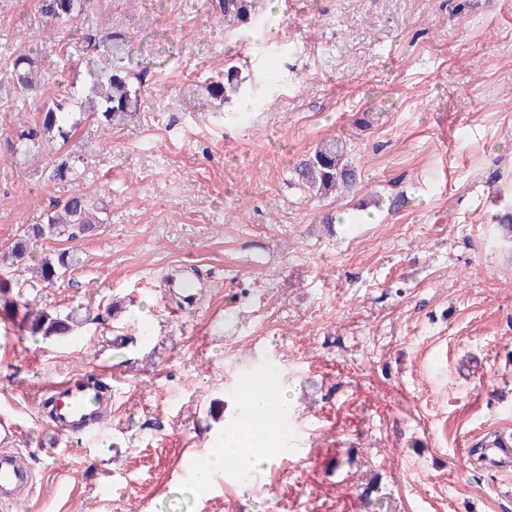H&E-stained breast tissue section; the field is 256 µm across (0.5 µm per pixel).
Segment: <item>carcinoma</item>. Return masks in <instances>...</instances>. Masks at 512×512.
Instances as JSON below:
<instances>
[{"mask_svg":"<svg viewBox=\"0 0 512 512\" xmlns=\"http://www.w3.org/2000/svg\"><path fill=\"white\" fill-rule=\"evenodd\" d=\"M91 0H40L43 23L60 27L70 21H79L86 15ZM212 6L221 11L224 25L232 22L246 24L251 19L252 0H214ZM85 51L102 59V64L86 68L80 97L68 93L57 100L46 102L41 107L40 119L34 127L19 130L16 146L24 153H41L57 144L66 143L74 130L89 116L96 118L103 132L125 124L139 106V73L131 65L133 47L129 37L121 31H105L88 39ZM7 81L17 85L24 93L40 90V72L35 59L19 52L3 75ZM213 100H225L231 95L243 94L242 81L230 67L224 71V80L205 86ZM80 157L66 156L58 160L50 180L74 182L78 179ZM297 184L311 196L319 199L339 198L352 193L357 187V170L349 161L347 143L340 138L326 140L295 168ZM96 204L78 188L71 190L65 199L57 201L42 222L29 224L4 253L5 266L0 269V312L4 313L16 331L23 336H39L44 340L70 336L86 324L87 319L70 311L61 313L39 307L28 298V290L39 284H51L60 279L72 258L62 250L41 259L37 267L30 270L31 276L20 279L12 269L22 268L33 241L68 235L75 237L73 229L88 230L98 222ZM501 237L512 238V209L495 216Z\"/></svg>","mask_w":512,"mask_h":512,"instance_id":"cac0c4a2","label":"carcinoma"}]
</instances>
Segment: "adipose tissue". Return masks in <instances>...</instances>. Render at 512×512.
<instances>
[{
  "instance_id": "adipose-tissue-1",
  "label": "adipose tissue",
  "mask_w": 512,
  "mask_h": 512,
  "mask_svg": "<svg viewBox=\"0 0 512 512\" xmlns=\"http://www.w3.org/2000/svg\"><path fill=\"white\" fill-rule=\"evenodd\" d=\"M238 395L244 418L208 449L204 465L194 473L197 485H206L217 472L249 474L288 445V418L293 411L288 396L279 391H256L246 383L240 386Z\"/></svg>"
}]
</instances>
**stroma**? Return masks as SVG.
<instances>
[{
    "instance_id": "1",
    "label": "stroma",
    "mask_w": 512,
    "mask_h": 512,
    "mask_svg": "<svg viewBox=\"0 0 512 512\" xmlns=\"http://www.w3.org/2000/svg\"><path fill=\"white\" fill-rule=\"evenodd\" d=\"M254 2L255 27L231 29L210 0L88 9L132 38L145 92L61 148L108 222L30 245L75 258L39 306L95 322L50 342L0 323V414L33 473L0 512H512V468L471 453L512 434V251L492 223L512 205V0ZM61 40L38 0H0V74L26 49L45 76L36 97L0 82V253L69 194L55 154L10 150L81 85ZM228 65L251 103L208 97ZM332 137L360 176L336 203L292 175ZM180 265L207 285L190 311L165 288ZM271 367L293 447L198 488L239 380ZM74 373L108 374L112 413L56 433L46 388ZM79 163V156L60 157L49 179L53 182H75L78 179Z\"/></svg>"
}]
</instances>
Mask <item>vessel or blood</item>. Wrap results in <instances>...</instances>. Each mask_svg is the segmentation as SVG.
<instances>
[{
  "label": "vessel or blood",
  "instance_id": "vessel-or-blood-1",
  "mask_svg": "<svg viewBox=\"0 0 512 512\" xmlns=\"http://www.w3.org/2000/svg\"><path fill=\"white\" fill-rule=\"evenodd\" d=\"M47 394L53 411V429L81 433L102 420L104 395L95 382L76 375L49 385ZM20 432L18 422L11 416H0V504L15 503L32 487V476L24 458L12 449Z\"/></svg>",
  "mask_w": 512,
  "mask_h": 512
}]
</instances>
